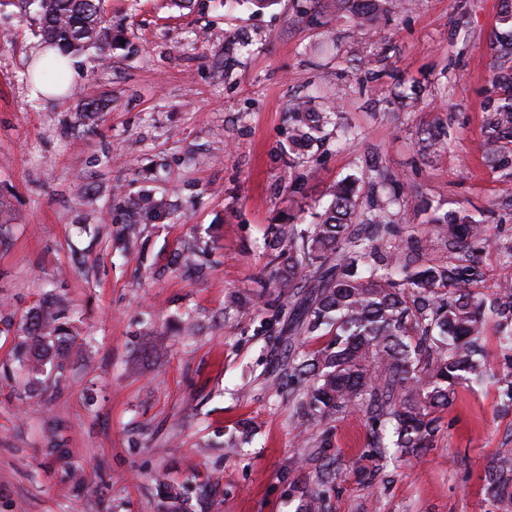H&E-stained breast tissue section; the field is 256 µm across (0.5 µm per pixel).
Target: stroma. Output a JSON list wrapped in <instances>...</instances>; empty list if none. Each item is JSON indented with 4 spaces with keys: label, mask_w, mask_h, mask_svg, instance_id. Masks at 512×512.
Listing matches in <instances>:
<instances>
[{
    "label": "stroma",
    "mask_w": 512,
    "mask_h": 512,
    "mask_svg": "<svg viewBox=\"0 0 512 512\" xmlns=\"http://www.w3.org/2000/svg\"><path fill=\"white\" fill-rule=\"evenodd\" d=\"M303 3L105 0L111 50L78 55L79 81L43 99L24 80L38 25L19 0H0V512H172L159 475L186 512H300L315 490L323 512H493L485 471L512 449V406L495 381L512 357L494 325L493 379L457 388L432 447L379 455L363 409L304 418L283 385L289 359L327 339L291 334L313 283L269 281L263 238L302 223L376 158L406 182L379 190L399 197V240L447 259L419 202L466 209L498 242L474 254L486 289L512 281V178L490 163L484 130L500 0H414L364 32L343 17L312 24ZM228 31L256 51H225ZM363 56L376 57L373 71L338 64ZM413 85L418 105L399 106ZM94 93L109 108L90 128L80 107ZM307 95L335 102L357 137L328 136L299 165L284 146L288 112ZM439 123L443 148L424 150ZM119 190L161 203L126 244ZM195 242L207 253L190 274L175 258ZM51 289L88 340L56 348L62 381L52 365L33 377L17 361ZM231 294L246 307L227 308Z\"/></svg>",
    "instance_id": "35a3bbf8"
}]
</instances>
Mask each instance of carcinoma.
I'll return each mask as SVG.
<instances>
[{
    "label": "carcinoma",
    "mask_w": 512,
    "mask_h": 512,
    "mask_svg": "<svg viewBox=\"0 0 512 512\" xmlns=\"http://www.w3.org/2000/svg\"><path fill=\"white\" fill-rule=\"evenodd\" d=\"M102 0H25L43 20L42 38L64 56L112 47ZM304 15L319 23L344 12L360 29L403 10L410 0H309ZM499 30L491 42L493 97L485 133L494 165L512 175V0H502ZM107 103L88 96L84 124H97ZM351 140L356 133L338 122L334 105L315 110L296 102L289 112L288 151L303 157L326 140L327 127ZM119 207L131 220L120 230L126 242L139 234L158 203L149 193L124 194ZM399 223L390 205L363 195L359 179L336 183L332 199L309 224L274 225L264 242L270 280L282 288L308 276L315 291L291 318L290 332L327 344L291 364L304 414L328 419L361 407L375 429L393 426L394 453L418 455L437 433L436 413L453 400L458 385L480 384L492 376L485 351L486 326L496 327L497 345L512 356V282L492 294L480 291L483 274L469 255L492 244L487 225L458 211L436 214L431 223L458 253L438 262L427 242H397ZM64 306L55 298L25 328L34 349L75 340ZM483 491L495 512H512V452L493 461Z\"/></svg>",
    "instance_id": "carcinoma-1"
}]
</instances>
